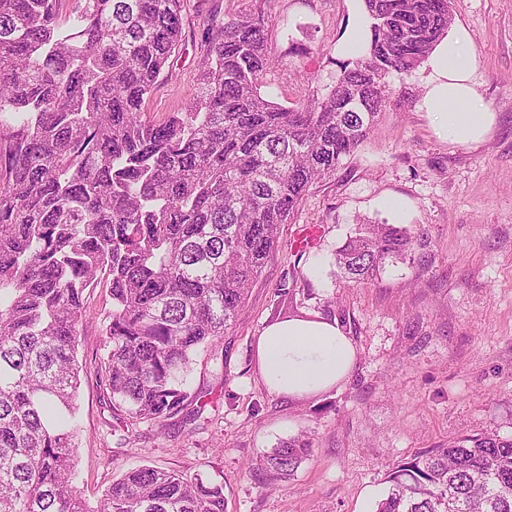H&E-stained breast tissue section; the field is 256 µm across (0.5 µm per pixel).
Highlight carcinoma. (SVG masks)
Wrapping results in <instances>:
<instances>
[{"label":"carcinoma","mask_w":512,"mask_h":512,"mask_svg":"<svg viewBox=\"0 0 512 512\" xmlns=\"http://www.w3.org/2000/svg\"><path fill=\"white\" fill-rule=\"evenodd\" d=\"M0 0V512H224L223 486L151 466L92 507L76 485L83 293L109 280L101 382L118 420L164 433L193 355L243 310L309 187L368 135L389 96L448 33L451 0H364L365 52L292 107L260 90L271 20L236 13L207 43L184 112H144L182 40L187 0ZM395 224L336 253L345 278L412 256ZM312 448L282 441L273 480ZM375 512H512V437L464 436L387 476Z\"/></svg>","instance_id":"cac0c4a2"}]
</instances>
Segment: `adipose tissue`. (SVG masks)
Returning a JSON list of instances; mask_svg holds the SVG:
<instances>
[{"instance_id": "ef3b65f1", "label": "adipose tissue", "mask_w": 512, "mask_h": 512, "mask_svg": "<svg viewBox=\"0 0 512 512\" xmlns=\"http://www.w3.org/2000/svg\"><path fill=\"white\" fill-rule=\"evenodd\" d=\"M477 56L459 27L437 44L424 63L425 93L418 103L437 132L463 147L482 143L495 120L475 88ZM260 378L273 394L301 401L340 386L354 368L356 349L337 322L303 313L265 326L256 338Z\"/></svg>"}]
</instances>
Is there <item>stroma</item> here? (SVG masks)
<instances>
[{"label":"stroma","mask_w":512,"mask_h":512,"mask_svg":"<svg viewBox=\"0 0 512 512\" xmlns=\"http://www.w3.org/2000/svg\"><path fill=\"white\" fill-rule=\"evenodd\" d=\"M354 7L189 0L182 41L147 115L188 108L208 35L240 10L278 20L263 93L286 107L325 95L339 76L335 47ZM452 10L454 25L473 38L476 90L496 114L491 134L473 147L441 138L417 107L421 70L391 75L389 103L367 138L309 188L238 322L195 356L188 389L208 402L196 422L177 414L161 434L116 420L97 374L101 338L89 329L79 346L87 375L77 411L78 487L89 502L123 472L151 465L222 484L227 512H374L387 473L413 455L464 435L512 436V0H452ZM387 199L406 211L383 208ZM367 223L406 227L415 253L387 262L372 282L345 283L336 253ZM307 227L317 229V242L297 248ZM301 312L336 320L354 341L356 362L336 390L290 401L264 387L255 341L265 324ZM303 434L312 452L288 481L258 470L277 443Z\"/></svg>","instance_id":"1"}]
</instances>
